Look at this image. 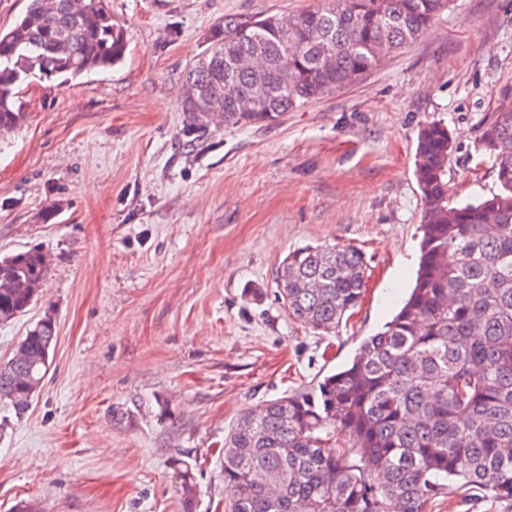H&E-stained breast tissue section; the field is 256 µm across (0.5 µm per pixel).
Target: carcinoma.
Wrapping results in <instances>:
<instances>
[{
	"instance_id": "cac0c4a2",
	"label": "carcinoma",
	"mask_w": 512,
	"mask_h": 512,
	"mask_svg": "<svg viewBox=\"0 0 512 512\" xmlns=\"http://www.w3.org/2000/svg\"><path fill=\"white\" fill-rule=\"evenodd\" d=\"M449 0H326L281 17L235 15L211 30L185 78L186 131L214 111L229 126H266L305 103L354 86L411 44ZM109 0H29L0 29V134L25 118L32 81L61 85L120 64L127 52ZM451 136L421 127L414 174L423 203L420 266L393 319L352 362L310 389L268 400L224 437L231 512H426L452 484L512 500V103L479 145L499 191L448 199ZM48 265L29 249L0 261V323L38 297ZM366 264L354 249L308 246L276 271L288 318L330 333L358 308ZM55 323L0 366V399L24 411L49 367ZM182 512H196L192 467L177 473Z\"/></svg>"
}]
</instances>
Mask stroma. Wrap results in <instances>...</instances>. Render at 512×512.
Segmentation results:
<instances>
[{
    "mask_svg": "<svg viewBox=\"0 0 512 512\" xmlns=\"http://www.w3.org/2000/svg\"><path fill=\"white\" fill-rule=\"evenodd\" d=\"M322 2L110 0L125 60L25 88V121L0 137V258L35 247L49 267L37 303L0 324V364L44 316L56 338L28 409L0 402V512H180L183 460L196 512H230L228 428L343 368L415 283L421 125L450 132L453 204L497 191L476 149L512 102V0H452L364 82L270 127L215 121L185 140V76L213 26ZM308 245L367 264L329 335L276 296L278 266Z\"/></svg>",
    "mask_w": 512,
    "mask_h": 512,
    "instance_id": "obj_1",
    "label": "stroma"
}]
</instances>
